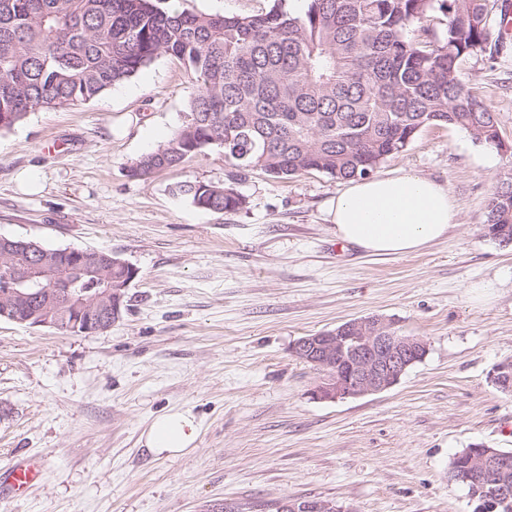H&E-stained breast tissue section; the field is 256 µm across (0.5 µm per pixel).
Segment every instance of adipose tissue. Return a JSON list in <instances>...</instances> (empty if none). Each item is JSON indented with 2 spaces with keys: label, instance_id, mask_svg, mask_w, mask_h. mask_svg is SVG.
<instances>
[{
  "label": "adipose tissue",
  "instance_id": "1",
  "mask_svg": "<svg viewBox=\"0 0 512 512\" xmlns=\"http://www.w3.org/2000/svg\"><path fill=\"white\" fill-rule=\"evenodd\" d=\"M337 239L374 255H410L446 237L460 213L448 185L411 171L346 180L331 201ZM198 421L188 410L156 417L143 444L160 456L194 448Z\"/></svg>",
  "mask_w": 512,
  "mask_h": 512
}]
</instances>
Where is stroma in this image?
<instances>
[{
  "label": "stroma",
  "mask_w": 512,
  "mask_h": 512,
  "mask_svg": "<svg viewBox=\"0 0 512 512\" xmlns=\"http://www.w3.org/2000/svg\"><path fill=\"white\" fill-rule=\"evenodd\" d=\"M273 0H178V10L248 16ZM465 83L512 144V49L470 56ZM188 69L162 55L71 108L41 109L0 133V236L98 249L134 265L119 321L92 335L0 319V472L36 457L42 480L0 512H272L285 499L347 512H473L451 458L512 450V391L492 379L512 360V243L485 235L487 201L512 156L457 128H430L382 171L447 184L461 222L405 256L337 241L327 203L341 181L249 173L243 209L213 213L175 194L221 185L224 153L177 170L129 169L185 120ZM34 176L37 192L23 189ZM490 284L483 298L471 290ZM372 315L427 344L381 393L323 401V374L299 358L303 336ZM190 410L195 448L168 458L141 436Z\"/></svg>",
  "instance_id": "1"
}]
</instances>
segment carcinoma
I'll list each match as a JSON object with an SVG mask.
<instances>
[{"label": "carcinoma", "instance_id": "1", "mask_svg": "<svg viewBox=\"0 0 512 512\" xmlns=\"http://www.w3.org/2000/svg\"><path fill=\"white\" fill-rule=\"evenodd\" d=\"M490 0H308L253 16L165 11L155 0H0V132L40 109L77 106L157 57L182 62L195 91L186 120L130 168L176 169L210 147L229 185L185 180L196 207L240 210L254 170L288 180L369 176L432 127L503 147L496 113L460 79L468 56L499 53ZM486 235L512 240V169L486 206Z\"/></svg>", "mask_w": 512, "mask_h": 512}]
</instances>
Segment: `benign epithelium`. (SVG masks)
<instances>
[{"label":"benign epithelium","mask_w":512,"mask_h":512,"mask_svg":"<svg viewBox=\"0 0 512 512\" xmlns=\"http://www.w3.org/2000/svg\"><path fill=\"white\" fill-rule=\"evenodd\" d=\"M12 242L0 237V274L6 286L0 289V318L32 327L65 329L71 334L91 335L112 326L121 315L126 290L138 270L124 263L123 273L112 276V257L95 249L49 252L27 244L30 259L12 261ZM97 276L96 288H76L72 270ZM36 311L29 315L27 308ZM427 344L417 336L400 333L381 316L354 319L338 329L304 336L295 353L325 374L313 395L336 401L386 391L396 385L406 370L426 355ZM450 478L471 486L491 487L478 500L474 512H497L512 508V452L477 447L464 468L449 472ZM279 512H344L331 502L309 501L302 505L284 501Z\"/></svg>","instance_id":"1"}]
</instances>
